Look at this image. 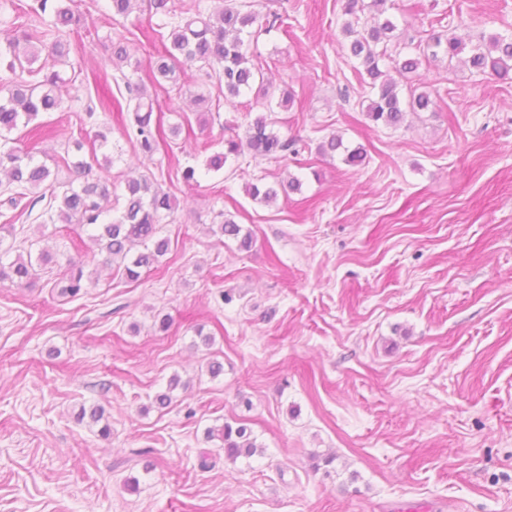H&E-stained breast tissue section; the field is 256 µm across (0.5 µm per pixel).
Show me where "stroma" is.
I'll return each mask as SVG.
<instances>
[{
	"label": "stroma",
	"mask_w": 512,
	"mask_h": 512,
	"mask_svg": "<svg viewBox=\"0 0 512 512\" xmlns=\"http://www.w3.org/2000/svg\"><path fill=\"white\" fill-rule=\"evenodd\" d=\"M249 3L288 19L251 37L249 56L295 91L273 117L297 149L232 158L188 185L179 167L201 170L261 99L247 92L203 125L198 106L160 93L164 126L181 132L168 160L145 157L113 113L86 114L81 72L107 61L110 38L163 18L109 21L106 0L74 2L84 26L42 151L104 131L115 194L151 174L178 207L168 253L132 283L79 226L15 217L52 261L30 286L0 281V512H512V80L423 63L398 87L430 91L436 108L391 129L362 110L341 0ZM386 15L394 53L434 32L512 35V0H393ZM333 134L365 162L319 154ZM292 177L300 190L268 205L245 191ZM223 215L250 249L213 235ZM75 262L92 279L72 298ZM175 375L172 404L155 407ZM95 405L109 437L78 419ZM240 417L264 452L232 463L205 432Z\"/></svg>",
	"instance_id": "1"
}]
</instances>
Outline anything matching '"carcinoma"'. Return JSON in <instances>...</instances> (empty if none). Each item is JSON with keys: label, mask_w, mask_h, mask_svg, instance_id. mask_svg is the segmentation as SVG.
<instances>
[{"label": "carcinoma", "mask_w": 512, "mask_h": 512, "mask_svg": "<svg viewBox=\"0 0 512 512\" xmlns=\"http://www.w3.org/2000/svg\"><path fill=\"white\" fill-rule=\"evenodd\" d=\"M154 13L167 18L168 33H159L163 52L149 60L142 68L140 60L134 59L130 48L119 38L112 42L110 65L121 70L129 67L137 80L126 78L130 94L128 103L133 105V124L125 128L129 141L137 144L141 151L153 155L164 140L161 120L153 119L160 110L158 95L148 92L144 79L162 91L171 86L178 92H189L181 78L185 68L194 67L200 76L217 85L224 95V103L233 106L244 92L253 89L258 73L248 55L250 28L266 31L274 28L278 17H262L249 9L245 3L235 0H216L210 9L197 4L180 12L172 9L169 0H107V18H127L141 10L143 2ZM388 0H345L344 15L348 19L342 25L346 49L358 60L364 74L369 78L368 87L373 98L369 99L365 112L375 124L389 128H400L410 112H428L435 109L436 102L425 91L412 93L403 101L395 81L381 69L386 59L387 45L396 29L394 22L385 16ZM74 0H26V3H11V7L22 12L30 20L44 26V30L22 32V38L8 36L5 48L0 49V68L12 74V78L0 82V188L5 194L4 203L24 212H32L37 203H45L40 214L45 224H77L89 229V241L100 252L106 254L104 263L123 269L126 278H140L141 270L150 269L159 262L169 249L170 241L160 236V224L176 208L169 192L163 190L157 180L142 175L125 184L123 205L118 214L110 215L108 208L112 195V183L108 178L94 173V169H105L112 165V153L108 148V137L98 131L97 142L90 152H84V142L76 139L72 148L53 159L54 166L34 157V151H22L12 146L10 135L19 126H28L40 115L62 112L65 108L67 80L58 70L43 72L35 69L42 54H47L58 65L69 64L70 43L65 34L79 25L72 4ZM371 12L369 20L361 21L364 11ZM432 55L443 54L448 61L465 55L464 65L472 72L488 74L506 80L512 73V36L500 34L482 38L470 47L455 37L433 34L426 43ZM422 65L420 55H405L395 61V69L401 74H415ZM145 77H140V72ZM290 143L282 140L274 130L273 122L265 114L256 116L247 127L244 136L225 140L224 150L211 155L205 162L208 172L218 173L224 169L229 157L238 158L249 154L257 157H275L288 150ZM300 182L291 177L274 186L249 184L247 194L255 201L269 204L279 194L299 190ZM214 233L239 241L243 249L252 245V235L243 232V227L230 218L216 225ZM52 262V257L41 252L32 257V252H16L15 242L6 241L0 235V280L23 286L32 282L36 268ZM180 386L178 376H173L166 391L154 397L157 407L163 409L172 402V393ZM90 423H103L99 433L111 434L109 423L103 422L104 410L94 406L81 409L79 419ZM222 440L224 458L232 463L240 458H250L262 452L261 445L246 420L226 422L222 428L207 430V437Z\"/></svg>", "instance_id": "carcinoma-1"}]
</instances>
